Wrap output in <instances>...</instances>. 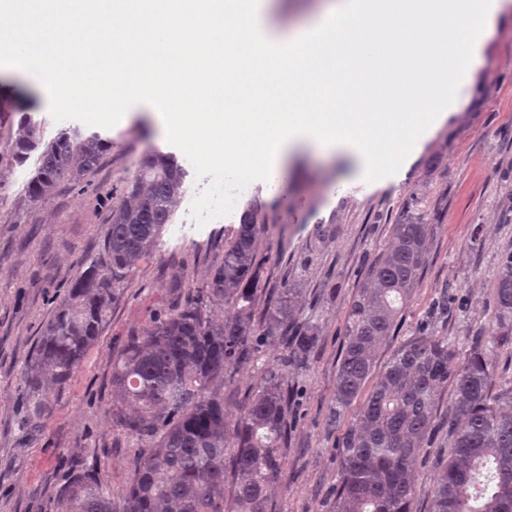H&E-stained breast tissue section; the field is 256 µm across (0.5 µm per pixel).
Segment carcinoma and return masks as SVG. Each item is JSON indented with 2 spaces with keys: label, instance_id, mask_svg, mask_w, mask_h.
Instances as JSON below:
<instances>
[{
  "label": "carcinoma",
  "instance_id": "1",
  "mask_svg": "<svg viewBox=\"0 0 512 512\" xmlns=\"http://www.w3.org/2000/svg\"><path fill=\"white\" fill-rule=\"evenodd\" d=\"M40 144L39 126L23 121L13 158L24 163ZM107 147L97 132L59 133L38 157L28 197L35 201L63 182L81 181ZM186 176L173 157L148 155L112 207L100 251L83 261L84 270L23 363L18 399L28 438L51 412L49 388H66L112 303L170 223ZM430 228L423 210L392 225L390 244L367 266L347 311L331 419L356 402L360 406L339 448L331 512H413V467L431 447L439 397L447 389L451 449L427 491L431 512H512V414L499 408L500 401H512V387L495 400L488 396L495 354L512 344V253L499 267L496 330L464 353L423 327L377 369L380 349L395 334L429 261ZM259 231L256 213L245 211L224 246V263L205 286L132 334L112 363V421L137 445L121 512H268L270 489L284 481L290 395L282 370H264L252 401L233 422L221 393L224 369L255 361L253 337L282 339L293 361L306 359L316 342L312 327L294 322L296 291L290 285L270 301L262 319L255 318ZM224 303L234 313L216 322L209 310ZM230 448L236 483L227 500L224 456ZM56 512H114L99 472L74 476L61 490Z\"/></svg>",
  "mask_w": 512,
  "mask_h": 512
}]
</instances>
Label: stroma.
<instances>
[{"mask_svg":"<svg viewBox=\"0 0 512 512\" xmlns=\"http://www.w3.org/2000/svg\"><path fill=\"white\" fill-rule=\"evenodd\" d=\"M480 54L485 64L459 87L457 109L384 186L366 183L346 155L298 153L275 179L251 183L231 214L199 228L191 205L203 185L188 176L171 224L138 263L68 386L54 396L40 433L26 443L18 429L22 364L81 261L102 246L110 210L140 157L172 146L154 107L134 105L116 126L101 129L110 145L94 173L29 200L35 162L16 164L10 152L22 115L39 123L46 142L76 123L53 120L49 99L26 70L0 66V97L7 102L0 112V512H55L60 489L93 467L109 485L113 507H121L135 442L112 424L111 360L132 331L205 285L250 206L261 222L256 315L292 283L296 319L316 336L310 356L284 371L293 394L286 475L269 512H327L339 477L338 449L353 421L349 413L336 423L329 417L345 317L368 264L388 245L404 212H428L430 259L380 362L429 324L462 350L494 328L497 272L512 252V11L499 15ZM443 299L448 311L440 315ZM258 351L257 362L224 373L229 418L251 402L263 368L285 354L276 338L262 340Z\"/></svg>","mask_w":512,"mask_h":512,"instance_id":"obj_1","label":"stroma"}]
</instances>
